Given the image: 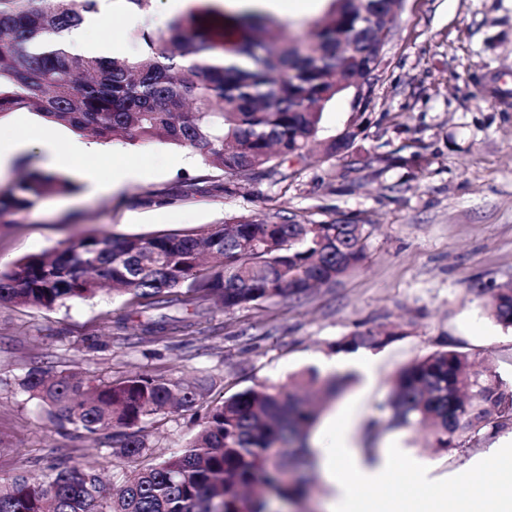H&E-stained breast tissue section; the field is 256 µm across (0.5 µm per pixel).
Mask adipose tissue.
<instances>
[{"label":"adipose tissue","mask_w":512,"mask_h":512,"mask_svg":"<svg viewBox=\"0 0 512 512\" xmlns=\"http://www.w3.org/2000/svg\"><path fill=\"white\" fill-rule=\"evenodd\" d=\"M31 148L41 154L43 166L50 171L85 162L84 174L93 194H114L128 182L148 176L147 170L129 162L113 166L108 177H100L88 164L99 152V145L78 135L61 136L55 130L0 139V174ZM317 457L330 488L329 512H512L511 476L497 481L492 497L455 500L448 496L449 481L435 476L430 466L389 450L366 454L345 425H325ZM399 473L407 476L411 492L376 496V489L391 484Z\"/></svg>","instance_id":"adipose-tissue-1"}]
</instances>
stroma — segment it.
Listing matches in <instances>:
<instances>
[{"label":"stroma","instance_id":"1","mask_svg":"<svg viewBox=\"0 0 512 512\" xmlns=\"http://www.w3.org/2000/svg\"><path fill=\"white\" fill-rule=\"evenodd\" d=\"M383 56L352 155L286 161L239 190L234 177L185 149L130 143L125 153L96 159L100 174L132 158L149 178L113 195L90 196L82 186L51 195L17 223L0 224L2 269L91 230L183 233L239 214L345 220L371 231L364 263L336 285L233 313L214 305L194 333L156 342L117 329L130 307L107 292L50 311L0 305V479L88 461L110 486L123 471L179 453L197 430L189 412L142 423L146 455L118 459L119 438L80 437L47 420L43 403L22 388L40 370L104 384L142 372L203 376L207 406L287 382L353 333L388 332L372 381L356 379L320 415L344 414L360 437L379 418L396 372L435 350L476 355L512 389V328L488 318L474 294L512 283V0H403ZM222 183L230 192H216ZM502 440H512V429L442 451L424 432L380 428L373 446L407 452L444 478Z\"/></svg>","mask_w":512,"mask_h":512}]
</instances>
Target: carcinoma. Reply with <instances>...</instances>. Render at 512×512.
Returning a JSON list of instances; mask_svg holds the SVG:
<instances>
[{"mask_svg": "<svg viewBox=\"0 0 512 512\" xmlns=\"http://www.w3.org/2000/svg\"><path fill=\"white\" fill-rule=\"evenodd\" d=\"M99 0H0V116L26 109L101 141L160 143L189 150L232 177L273 170L313 145L330 160L350 154L362 132L355 113L340 136H322L318 105L339 96L336 83L363 81L377 68L391 32L390 0H338L310 38L266 17L192 9L168 25L164 40L148 28L131 35L138 50L107 58L74 55L67 40L95 20ZM67 177L30 170L0 187V224L42 198L73 190ZM366 224H316L294 217L257 221L245 215L194 233L84 234L60 251L35 254L0 270V304L50 310L95 296L104 284L128 296L139 317L137 338L157 341L192 326L218 298L234 312L263 302L298 299L332 286L366 255ZM488 315L512 327V286L480 287ZM391 334L357 332L338 350L379 348ZM321 397L338 399L352 377L304 374ZM49 407V418L92 435L113 431L115 454L130 459L146 444L132 428L190 410L201 380L147 373L101 385L47 373L24 382ZM386 429L425 426L436 447H466L481 431L512 428V390L488 366L457 349L435 350L402 367L380 406ZM319 405L299 382L247 388L210 406L200 429L177 455L133 471L106 494L89 463L52 469L33 482L20 474L0 483V512H266L306 490L308 438Z\"/></svg>", "mask_w": 512, "mask_h": 512, "instance_id": "1", "label": "carcinoma"}]
</instances>
